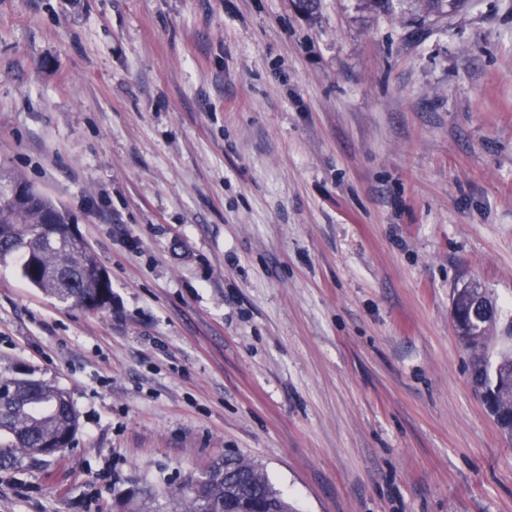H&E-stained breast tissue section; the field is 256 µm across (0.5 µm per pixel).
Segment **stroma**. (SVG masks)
<instances>
[{"label":"stroma","mask_w":512,"mask_h":512,"mask_svg":"<svg viewBox=\"0 0 512 512\" xmlns=\"http://www.w3.org/2000/svg\"><path fill=\"white\" fill-rule=\"evenodd\" d=\"M0 168L112 281L0 263V375L79 418L0 512H176L227 455L298 512H512L451 316L512 320V0H0Z\"/></svg>","instance_id":"stroma-1"}]
</instances>
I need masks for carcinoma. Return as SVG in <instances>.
I'll return each instance as SVG.
<instances>
[{"label": "carcinoma", "instance_id": "carcinoma-1", "mask_svg": "<svg viewBox=\"0 0 512 512\" xmlns=\"http://www.w3.org/2000/svg\"><path fill=\"white\" fill-rule=\"evenodd\" d=\"M68 211L36 190L19 173H0V261L19 260L22 276L57 302L84 310L112 303L103 267L83 242L69 238ZM452 317L470 353V381L499 431L512 438V351L497 363L486 341L497 308L483 288H462L453 296ZM78 428L68 395L40 379L0 376V468L40 462L61 452ZM181 512H236L241 498L258 512H294L267 473L241 456H227L198 477L174 488Z\"/></svg>", "mask_w": 512, "mask_h": 512}]
</instances>
